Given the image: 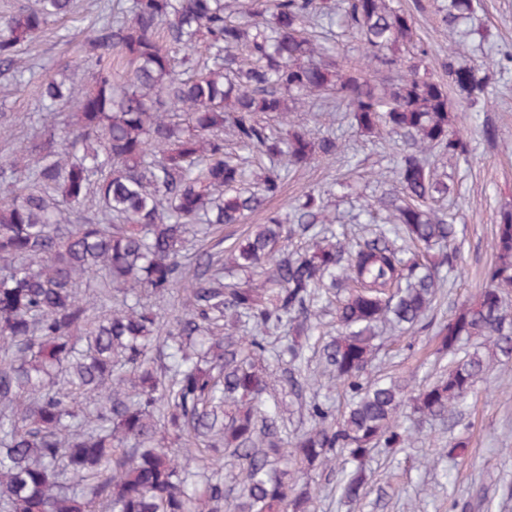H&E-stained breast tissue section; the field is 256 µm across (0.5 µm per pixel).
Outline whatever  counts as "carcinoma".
Returning <instances> with one entry per match:
<instances>
[{"instance_id":"cac0c4a2","label":"carcinoma","mask_w":512,"mask_h":512,"mask_svg":"<svg viewBox=\"0 0 512 512\" xmlns=\"http://www.w3.org/2000/svg\"><path fill=\"white\" fill-rule=\"evenodd\" d=\"M341 20L387 73L327 56L326 0H115L112 17L81 18L83 64L44 75L40 98L75 104L0 160V512H310L309 486L290 475L357 467L342 487L358 498L363 462L379 444L405 448V404L421 421L452 416L489 372L482 340L512 356V211L494 241L491 287L433 328L454 355L448 372L413 395L369 380L380 324L430 329L426 312L457 268L454 217L432 209L428 157L467 156L453 130L444 84L420 72L428 46L390 0H341ZM471 0H448L453 26ZM73 0L0 20V75L31 72L23 47ZM204 48L206 62L195 54ZM448 82L474 99L486 77L448 59ZM333 98L357 129L388 127L404 150L400 192L377 200L381 222L341 237L321 198L307 191L291 212L270 215L224 246V227L265 209L291 168L336 154L332 134L287 120L311 95ZM240 149L270 163L246 186ZM94 197L96 209L85 203ZM307 239L302 252L290 249ZM183 290L164 323L157 303ZM334 308L336 336L309 372L301 338ZM303 400L313 426L296 441L266 408L269 359ZM350 401L339 421L320 399L324 381ZM242 464L229 500L223 460Z\"/></svg>"}]
</instances>
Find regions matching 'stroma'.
I'll return each mask as SVG.
<instances>
[{
    "label": "stroma",
    "mask_w": 512,
    "mask_h": 512,
    "mask_svg": "<svg viewBox=\"0 0 512 512\" xmlns=\"http://www.w3.org/2000/svg\"><path fill=\"white\" fill-rule=\"evenodd\" d=\"M393 2L410 15L417 38L429 43L423 65L435 79L447 83L444 65L454 51L488 73L487 93L476 102H469L456 87L448 89L454 128L469 142L470 154L464 160L441 154L434 163L438 182L448 187L438 205L456 215L453 245L459 253L457 271L449 275L428 313L429 320L438 323L485 287L494 262L495 226L502 211L512 208V0H474L471 17L452 29L440 24L448 0ZM65 27L62 20L49 22L40 38L27 46L36 78L79 60L78 42L60 39ZM36 78L14 87L0 107L12 115L11 121L0 123V159L42 124ZM301 119L314 134L334 130L340 149L293 172L281 194L268 202L266 213L252 215L249 224L264 223L267 212L287 210L313 189L324 191L337 232L366 223V205L381 193L399 189L392 167L402 139L385 128L362 133L344 111L305 112ZM488 124L497 129L496 142L483 136ZM249 224L229 226L224 234L235 240ZM449 363V357L438 354L429 332L388 333L370 375L398 376L415 388L437 380ZM490 366L486 382L468 397L461 416L425 422L413 447L400 452L381 447L367 458L360 500L342 498L338 473L311 471L315 512H453L457 503L462 512H512V360L498 355ZM459 439L467 442L465 455H448L450 444Z\"/></svg>",
    "instance_id": "1"
}]
</instances>
